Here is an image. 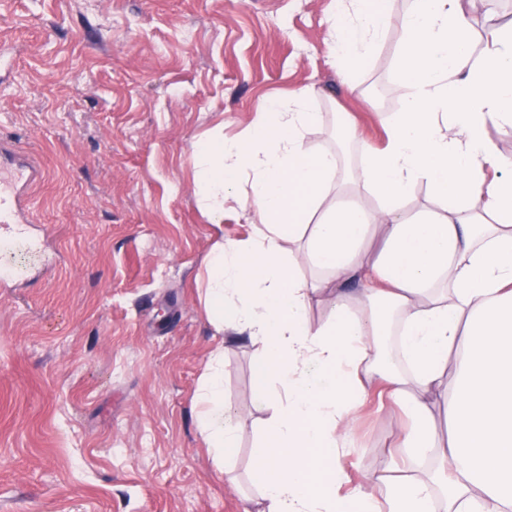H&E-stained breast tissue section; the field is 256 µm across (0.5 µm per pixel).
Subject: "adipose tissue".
Instances as JSON below:
<instances>
[{"instance_id":"ef3b65f1","label":"adipose tissue","mask_w":512,"mask_h":512,"mask_svg":"<svg viewBox=\"0 0 512 512\" xmlns=\"http://www.w3.org/2000/svg\"><path fill=\"white\" fill-rule=\"evenodd\" d=\"M390 19L387 0H340L330 30L341 75L373 54ZM402 28V110L383 146L363 149L380 208L339 202L336 155L304 143L318 119L304 90L263 103L248 139L218 133L192 155L210 223L232 200L256 228L250 243L214 242L203 293L217 334L255 358L265 413L249 473L255 512H512V161L485 135L512 127V25L487 16L478 54L464 0H410ZM243 174L252 184L241 195ZM422 182L444 208L407 216ZM286 240L303 247L285 251ZM302 264L324 277L298 278ZM323 294L333 311L315 325L307 310ZM374 385L410 417L407 454L388 464L402 476L346 494L340 457ZM197 400L213 463L229 471L239 430L224 418L223 349Z\"/></svg>"}]
</instances>
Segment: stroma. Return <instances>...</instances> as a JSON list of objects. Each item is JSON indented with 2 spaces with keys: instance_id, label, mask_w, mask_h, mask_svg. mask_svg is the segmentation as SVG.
<instances>
[{
  "instance_id": "stroma-1",
  "label": "stroma",
  "mask_w": 512,
  "mask_h": 512,
  "mask_svg": "<svg viewBox=\"0 0 512 512\" xmlns=\"http://www.w3.org/2000/svg\"><path fill=\"white\" fill-rule=\"evenodd\" d=\"M338 0H0V139L44 177L25 191L45 264L0 283V512H246L264 416L253 358L221 344L198 278L248 213L200 209L191 154L215 131L248 135L259 104L311 89L304 142L338 157L366 207L362 144L402 107L407 0L343 82L330 56ZM356 137L339 141L341 113ZM224 348L239 483L218 471L195 394ZM401 409L369 398L342 462L352 483L387 464Z\"/></svg>"
}]
</instances>
